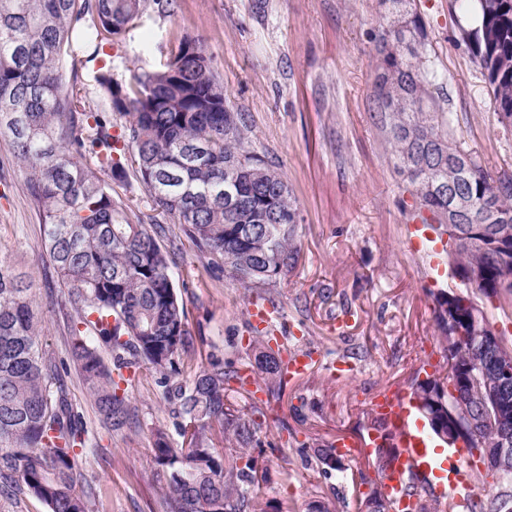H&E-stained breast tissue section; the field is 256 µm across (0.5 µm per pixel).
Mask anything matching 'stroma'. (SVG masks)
Here are the masks:
<instances>
[{
	"label": "stroma",
	"instance_id": "stroma-1",
	"mask_svg": "<svg viewBox=\"0 0 512 512\" xmlns=\"http://www.w3.org/2000/svg\"><path fill=\"white\" fill-rule=\"evenodd\" d=\"M412 10L426 29L419 52L441 74L434 95L454 113L457 137L492 176L512 177V131L493 117L488 83L462 38L463 15L453 0H412ZM390 21L379 0H177L171 15L152 16L104 50L124 83L131 69L163 61L171 40L199 37L228 107L246 118L251 150L284 175L296 200L299 258L285 275L243 287L181 235L171 263L196 351L180 381L211 353L256 376L248 319L256 299L280 311L274 330L288 348L315 357L281 390L260 382L247 393L232 382L224 391L225 405L261 410L259 501L268 512L319 504L360 512L377 479L367 457H344L339 481L324 473L314 447L367 440L376 395L410 393L425 364L448 371L434 309L452 281L445 264L409 242L413 197L375 112L376 36ZM0 260L32 286L44 341L66 356V290L46 261L40 215L4 137ZM64 384L89 430L80 467L98 512H161L152 448L157 430L176 428L157 374L142 364L124 370L129 419L115 429L103 424L77 371Z\"/></svg>",
	"mask_w": 512,
	"mask_h": 512
}]
</instances>
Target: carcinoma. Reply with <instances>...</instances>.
<instances>
[{
    "label": "carcinoma",
    "mask_w": 512,
    "mask_h": 512,
    "mask_svg": "<svg viewBox=\"0 0 512 512\" xmlns=\"http://www.w3.org/2000/svg\"><path fill=\"white\" fill-rule=\"evenodd\" d=\"M395 15L378 38L375 104L392 147L396 169L411 188L422 223L448 235L453 279L466 267L484 272L478 287L462 285L455 311L512 298L499 288L503 256L456 233L481 237L478 221L512 225V178L492 177L455 137L453 113L430 88L437 73L424 66L418 45L426 39L408 0H382ZM471 19L463 30L489 85L497 123L512 128V0H455ZM176 0H0V134L25 173L29 196L42 212L44 247L67 288L71 309L69 354L104 421L123 424L124 399L112 377L140 362L160 375L165 400L177 419L182 446L157 430L153 461L162 476L163 512H207L233 495L227 512H258V432L255 412L224 406V385L248 380L232 363L213 356L189 384L174 382L189 355L186 311L170 271L169 236L162 219L247 286L290 271L298 258V211L284 176L249 150L243 115L224 103V86L201 41L180 38L167 59L150 71L132 72L125 84L103 65L94 80L109 109L90 106L85 84L63 60L119 41L148 13L174 12ZM121 134H112L115 124ZM135 168L155 215L150 223L112 182ZM235 178L239 200L224 201L225 176ZM469 208L448 224L446 191ZM32 289L0 262V478L45 503L50 512H98L95 493L81 481L78 460L87 444L82 414L62 384L65 360L43 343ZM113 354L106 366L99 348ZM255 363L270 388L287 374L280 352L266 346ZM478 350L465 340L444 377L463 392L459 353ZM488 423L464 442L473 449L498 437ZM316 461L344 478L333 442L313 449ZM483 493L458 512H512V482L488 471Z\"/></svg>",
    "instance_id": "obj_1"
}]
</instances>
